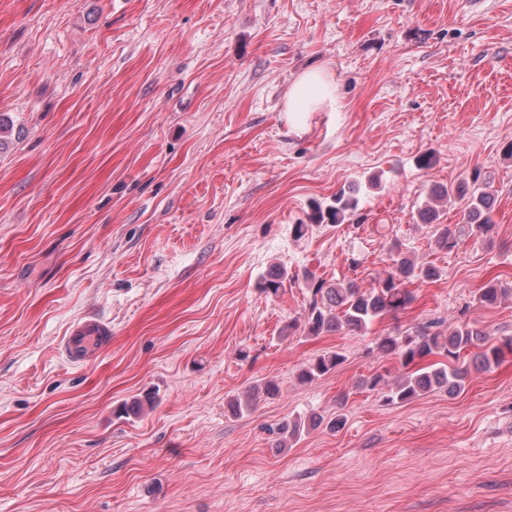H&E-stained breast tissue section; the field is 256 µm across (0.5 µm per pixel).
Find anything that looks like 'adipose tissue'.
Returning a JSON list of instances; mask_svg holds the SVG:
<instances>
[{
    "label": "adipose tissue",
    "instance_id": "ef3b65f1",
    "mask_svg": "<svg viewBox=\"0 0 512 512\" xmlns=\"http://www.w3.org/2000/svg\"><path fill=\"white\" fill-rule=\"evenodd\" d=\"M336 109V85L333 77L322 69L303 71L289 86L283 110L288 124L301 129L307 112H332Z\"/></svg>",
    "mask_w": 512,
    "mask_h": 512
}]
</instances>
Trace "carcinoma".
Wrapping results in <instances>:
<instances>
[{
	"label": "carcinoma",
	"instance_id": "1",
	"mask_svg": "<svg viewBox=\"0 0 512 512\" xmlns=\"http://www.w3.org/2000/svg\"><path fill=\"white\" fill-rule=\"evenodd\" d=\"M457 201L466 204L464 223L452 229L439 223V208ZM494 204L490 182L481 178V171L476 170L470 181L434 190L429 200L418 208V222L433 225L434 245L450 251L458 247L465 236L493 233ZM358 206V191L352 187L347 192L336 193L332 204L312 208L308 218L316 224L337 225ZM440 276L438 268L416 261L396 242L391 245L389 267L373 288L362 289L351 279L329 284L311 274L306 277L310 299L303 332L314 337L341 331L363 335L375 320L386 316L395 318L414 302L415 295L409 285L416 281H434ZM286 279L288 272L277 270L263 277L258 287L276 295ZM507 292L508 289L491 281L480 290L478 302L483 306H496ZM506 348L512 350L511 337L499 345L492 341L488 331L478 326L466 324L444 334L435 330V322L429 321L405 334L379 337L378 352L397 358L406 372L392 382L379 373L364 376L358 381V388L380 391L392 404L409 403L433 391L457 395L464 390L472 371H489L496 367ZM343 361L340 352L326 351L301 365L297 379L311 383L335 370ZM322 425L337 432L344 425V418L338 415L326 422L322 416L313 414L306 419L288 420L279 426L278 434L295 440L303 431Z\"/></svg>",
	"mask_w": 512,
	"mask_h": 512
}]
</instances>
